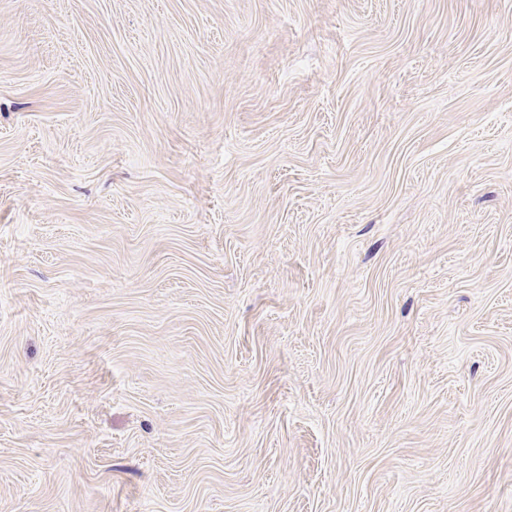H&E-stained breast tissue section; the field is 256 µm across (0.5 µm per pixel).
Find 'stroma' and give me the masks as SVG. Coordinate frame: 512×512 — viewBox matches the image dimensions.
Returning <instances> with one entry per match:
<instances>
[{"label":"stroma","mask_w":512,"mask_h":512,"mask_svg":"<svg viewBox=\"0 0 512 512\" xmlns=\"http://www.w3.org/2000/svg\"><path fill=\"white\" fill-rule=\"evenodd\" d=\"M0 512H512V0H0Z\"/></svg>","instance_id":"35a3bbf8"}]
</instances>
